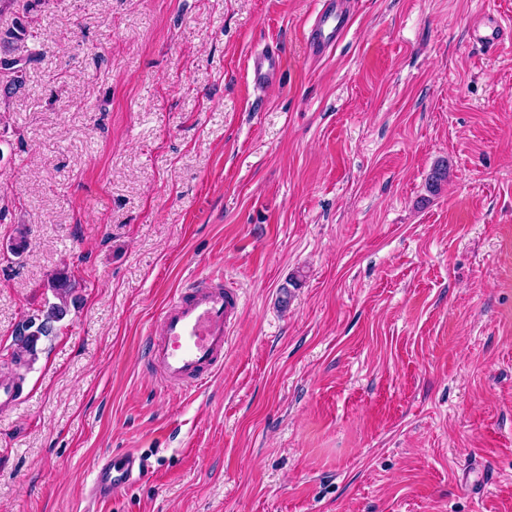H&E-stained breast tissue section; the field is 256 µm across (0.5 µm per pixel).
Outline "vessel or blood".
<instances>
[{"label": "vessel or blood", "mask_w": 512, "mask_h": 512, "mask_svg": "<svg viewBox=\"0 0 512 512\" xmlns=\"http://www.w3.org/2000/svg\"><path fill=\"white\" fill-rule=\"evenodd\" d=\"M322 6L306 33L312 54L333 48L343 37L350 16L347 0H321ZM472 44L495 50L512 41V22L488 16L470 27ZM281 54L263 51L250 56L247 70L253 88L277 80ZM240 308L236 288L218 283L193 284L178 291L161 309L149 338L148 357L164 382L192 390L223 357ZM144 475L142 459L131 452L112 455L94 479L93 490L109 497L138 482Z\"/></svg>", "instance_id": "vessel-or-blood-1"}]
</instances>
